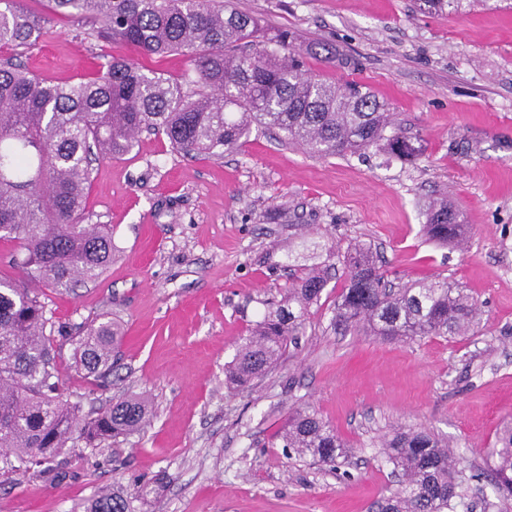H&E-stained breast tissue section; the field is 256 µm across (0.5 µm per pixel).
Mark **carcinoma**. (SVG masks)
I'll return each instance as SVG.
<instances>
[{"mask_svg": "<svg viewBox=\"0 0 512 512\" xmlns=\"http://www.w3.org/2000/svg\"><path fill=\"white\" fill-rule=\"evenodd\" d=\"M59 20L78 17L106 42L131 45L144 56L179 52L187 74L170 77L110 58L91 77L52 84L0 58V242H15L21 276L0 278V444L15 468L51 461L70 443L105 444L141 430L148 402L118 397L85 415L59 393L44 302L31 285L70 288L98 278L112 262V232L83 223L91 184L89 157L117 159L144 133L164 136L185 156L221 158L253 128L317 156L383 152L404 161L422 153L388 105L357 82L329 83L306 66L309 50L288 32L262 33L258 20L224 0H48ZM475 0H422L431 14L458 13ZM53 34L48 20L0 0V48L28 45ZM422 233L442 246H460L463 215L446 199L429 203ZM348 277L336 299L335 330L410 343L427 336H465L481 306L446 279L392 286L378 257L363 245L345 257ZM328 269L296 278L243 338L228 372L247 387L305 334L309 309L320 302ZM121 336L108 319L70 336L75 371L109 382ZM298 456L334 466L346 442L318 414L296 410L275 436ZM397 489L377 512H455L462 499V461L448 441L425 429H397L380 442ZM494 487L512 496V430L488 452ZM88 512H131L124 493H104Z\"/></svg>", "mask_w": 512, "mask_h": 512, "instance_id": "carcinoma-1", "label": "carcinoma"}]
</instances>
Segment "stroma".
<instances>
[{
	"label": "stroma",
	"mask_w": 512,
	"mask_h": 512,
	"mask_svg": "<svg viewBox=\"0 0 512 512\" xmlns=\"http://www.w3.org/2000/svg\"><path fill=\"white\" fill-rule=\"evenodd\" d=\"M233 3L311 46L320 78L387 100L423 153L318 158L256 129L220 158L186 157L144 133L123 158L94 161L86 215L111 225L112 263L42 298L60 335L105 316L122 339L108 386L76 373L62 344L60 389L87 411L137 395L153 420L98 448L63 449L51 473L1 474L0 512H87L112 488L132 512H374L396 484L378 441L398 427L430 430L462 457L457 512H512L487 460L512 426V11L495 0L446 15L416 0ZM56 29L11 56L54 83L89 77L104 55L141 60L79 24ZM441 197L463 213L461 246L421 232L427 201ZM358 243L393 282L457 283L481 304L480 325L411 343L333 330L341 255ZM325 265L298 347L251 388L228 389L243 336L304 269ZM300 407L336 430L347 459L331 467L272 446Z\"/></svg>",
	"instance_id": "stroma-1"
}]
</instances>
